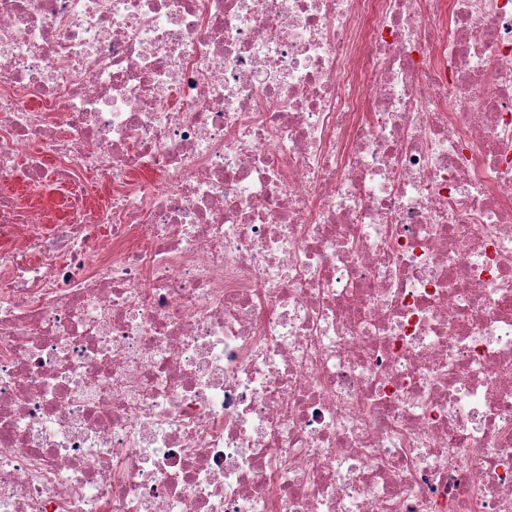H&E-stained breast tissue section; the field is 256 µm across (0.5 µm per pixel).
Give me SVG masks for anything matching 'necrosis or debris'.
<instances>
[{
    "mask_svg": "<svg viewBox=\"0 0 512 512\" xmlns=\"http://www.w3.org/2000/svg\"><path fill=\"white\" fill-rule=\"evenodd\" d=\"M0 512H512V0H0ZM15 190L19 196L32 195L31 203L44 205L52 209L58 215H62V206L59 205L60 199L54 191L43 192L34 190L22 176L15 184Z\"/></svg>",
    "mask_w": 512,
    "mask_h": 512,
    "instance_id": "4bbe7bcc",
    "label": "necrosis or debris"
}]
</instances>
